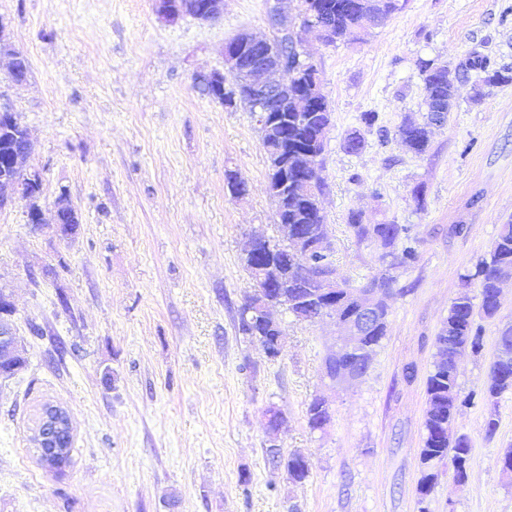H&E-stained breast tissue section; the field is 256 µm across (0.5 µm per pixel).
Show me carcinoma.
Listing matches in <instances>:
<instances>
[{
	"label": "carcinoma",
	"mask_w": 512,
	"mask_h": 512,
	"mask_svg": "<svg viewBox=\"0 0 512 512\" xmlns=\"http://www.w3.org/2000/svg\"><path fill=\"white\" fill-rule=\"evenodd\" d=\"M298 14L303 17H318L334 23L336 37L344 36L347 31L360 27V8L357 0H298ZM467 69L477 74L479 82L486 86L508 85L512 83V67H498L491 60L477 52L471 54L467 61ZM422 76L425 89L427 109L437 104L448 110L453 109V91L448 82V70L445 67L422 65ZM300 91V86L292 83L285 89L283 103L278 109L288 113L294 119V137L298 145L306 147L317 156L323 151V141L330 125V111L327 103L309 112L293 111V99ZM427 116L424 123L405 122L399 126L398 134L405 147L416 153H424L429 146V122ZM324 183L320 175L310 178L291 180L288 182V194L295 198V208L286 212H277L278 223L312 224L324 223V217L316 208L317 196L322 192ZM349 226L359 239L379 235L384 245L395 246L403 242L400 253H391L397 266H408L416 259V247L413 246L409 229L403 224H363L360 218L353 215ZM504 268L512 269V221L501 225L500 231L490 250L475 264L471 278L478 280L481 288V302L476 306L471 298L459 295L453 299L448 310V346L457 344L461 338L470 340L471 350L482 347L480 327L476 326L475 318L494 317L499 305L496 302L495 282ZM283 286L288 288L305 281V272L301 264L284 265ZM239 330L253 340L265 344H273L276 333L267 326H260L252 318L239 317ZM488 380L493 382L497 394L512 389V365L493 363L490 366ZM427 400L437 404L438 413L425 419V438L420 457L433 462H445L450 457H460L469 461L471 452L470 441L466 437H457L451 432L453 416L450 412L455 400L458 399V370L453 362H448V372L432 371L426 383ZM309 424L313 429L322 428L328 421L329 413L325 401L315 399L309 406ZM269 460L277 464L284 462L288 475L294 482H300L309 475V465L304 457L293 454L281 460L280 452L268 449Z\"/></svg>",
	"instance_id": "1"
}]
</instances>
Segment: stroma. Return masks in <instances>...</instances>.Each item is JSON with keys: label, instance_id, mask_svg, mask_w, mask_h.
I'll use <instances>...</instances> for the list:
<instances>
[{"label": "stroma", "instance_id": "stroma-1", "mask_svg": "<svg viewBox=\"0 0 512 512\" xmlns=\"http://www.w3.org/2000/svg\"><path fill=\"white\" fill-rule=\"evenodd\" d=\"M241 31L273 37L268 0H224L212 22L165 21L154 0H0V95L31 136L26 170L41 182L35 199L0 209V289L27 357L0 380V512H512L502 470L512 390L484 398L496 338L512 327V282L497 315L479 321L481 351L457 362L468 479L438 464L430 493H418L434 339L453 298L479 299L467 273L512 220V84L480 92L465 69L475 52L512 65V0H406L354 39L300 34L331 112L319 202L336 278L352 290L395 279L386 336L349 384L325 375L329 321L275 310V358L239 330L244 253L255 237L279 236L269 162L252 112L225 107L195 78L223 72L224 43ZM13 51L29 62L19 85ZM424 61L447 66L456 102L416 154L397 130L426 114ZM355 131L364 147L351 154ZM232 174L247 181L245 197ZM62 195L80 218L71 238L53 221ZM33 205L43 224H30ZM354 214L409 225L416 262L382 261L375 241L352 232ZM317 398L329 420L314 430ZM47 403L73 425L60 471L32 443ZM271 406L284 415L273 435ZM271 447L306 457L308 478L289 480Z\"/></svg>", "mask_w": 512, "mask_h": 512}]
</instances>
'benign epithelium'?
<instances>
[{
	"mask_svg": "<svg viewBox=\"0 0 512 512\" xmlns=\"http://www.w3.org/2000/svg\"><path fill=\"white\" fill-rule=\"evenodd\" d=\"M283 0H269L268 17L272 27L278 32V45L272 47V40L241 32L224 44L225 73L199 75L195 81L200 84L217 82L233 83L236 96L245 103L256 117L262 132L274 135L278 143V157L275 172L280 187L286 186L285 174L288 166L297 163V158L288 154V114L276 110L280 95L288 83L279 76L291 72L299 80L303 75L304 65L311 58L302 51L291 28L285 23L281 3ZM296 60V68L288 70V58ZM11 106L0 100V134L12 136L23 141L24 152H32V143L28 135H18L10 125ZM38 188V179L18 167V157L5 155L0 158V208L12 202L9 192L22 184ZM281 237L289 243V252L283 256L284 261L296 262V252L305 248L317 249L323 253L331 250L327 233L315 231L306 236L298 232L294 224L279 225ZM262 240H255L245 257L249 261L252 275L251 288L253 296L260 298L261 319L269 328L279 329L278 322L272 318L270 309L274 307L291 308L297 320H304L310 312L317 311L320 318L331 319L336 326L333 355L337 362L336 370L327 373L334 383H350L365 376L372 362L374 342L372 335L379 327L388 323V300L393 289L385 285L386 278L379 277L355 295V303L346 311L336 310V306L320 302V297L336 287V275L328 272L309 271L304 285L305 292L299 298H291L285 289L271 292L272 282L268 270L274 265L275 251L259 250ZM14 307L10 296L0 291V378L8 379L21 371L24 366L25 348L15 335L10 317ZM71 434V421L66 410L50 405L46 408L38 428L33 435V443L45 457V449L52 448L60 454L66 449L58 444V438Z\"/></svg>",
	"mask_w": 512,
	"mask_h": 512,
	"instance_id": "benign-epithelium-1",
	"label": "benign epithelium"
}]
</instances>
